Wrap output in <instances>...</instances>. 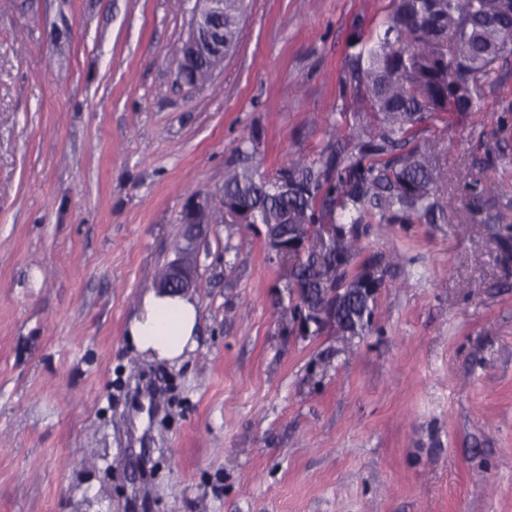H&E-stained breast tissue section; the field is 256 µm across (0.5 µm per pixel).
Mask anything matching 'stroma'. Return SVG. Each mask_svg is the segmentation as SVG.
Returning a JSON list of instances; mask_svg holds the SVG:
<instances>
[{
    "label": "stroma",
    "mask_w": 512,
    "mask_h": 512,
    "mask_svg": "<svg viewBox=\"0 0 512 512\" xmlns=\"http://www.w3.org/2000/svg\"><path fill=\"white\" fill-rule=\"evenodd\" d=\"M195 5L0 0V512H512V59L480 111L420 126L457 209L370 225L390 271L368 330L300 333L266 225L212 224L197 344L168 363L127 326L192 205L350 134L348 64L392 10L247 0L188 85ZM469 173L495 186L477 215Z\"/></svg>",
    "instance_id": "obj_1"
}]
</instances>
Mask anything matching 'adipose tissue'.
<instances>
[{
	"instance_id": "obj_1",
	"label": "adipose tissue",
	"mask_w": 512,
	"mask_h": 512,
	"mask_svg": "<svg viewBox=\"0 0 512 512\" xmlns=\"http://www.w3.org/2000/svg\"><path fill=\"white\" fill-rule=\"evenodd\" d=\"M200 309L187 295L148 292L128 324V334L139 352L160 360H178L196 345Z\"/></svg>"
}]
</instances>
